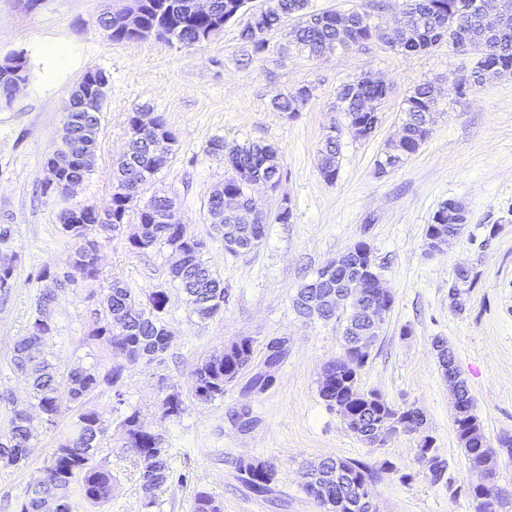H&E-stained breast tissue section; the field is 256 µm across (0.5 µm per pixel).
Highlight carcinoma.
I'll use <instances>...</instances> for the list:
<instances>
[{
    "mask_svg": "<svg viewBox=\"0 0 512 512\" xmlns=\"http://www.w3.org/2000/svg\"><path fill=\"white\" fill-rule=\"evenodd\" d=\"M189 0H149L145 22L160 23L169 27L174 39L187 47H201L224 31V25L239 7L241 0H212V12L198 17L188 11ZM276 8L270 14L253 16L239 33L240 40L250 45L259 54L266 48L265 36L277 29L288 15L300 17L308 13L309 0H274ZM458 0H369L366 8L355 11L356 15L368 14L372 9L390 7L400 20L416 25L421 30L420 43L400 49L402 53H425L435 43L446 42L459 52H467L471 45H481L486 49L485 62L496 64L512 74V21L496 34L486 36L477 19L470 15L457 17L456 28L466 32V38L448 32L442 25V18L455 12ZM375 29L368 24H359L356 40H345L334 25L299 24L290 32V43L301 51L319 57L325 51L361 47L374 40ZM298 89H293L277 97L273 106L280 112L290 115L297 112L295 107ZM379 93V90L350 80L340 85L337 92L336 108L344 116V124H367V114L360 111L357 100L366 95ZM435 106L432 97V84L422 83L403 100L401 111L405 118L402 130L405 132V147L415 152V147L429 135L430 129L424 126V113ZM94 113L81 109L71 115L72 153L79 156L84 150L81 135L83 124ZM129 141L126 151L115 163V191L112 194V223H127L129 212L135 211L139 224L143 226L142 238L130 242L131 247L148 250L154 247L171 249L173 262L170 265L171 281L187 295L192 310L201 319H211L224 312L227 289L224 280L214 274L205 253L197 251L199 241L185 238L179 233V225L164 224L156 220V215L168 206V198L152 196L145 204L128 201L123 190L138 182L147 184L162 171L151 155L159 152L169 156L176 135L167 130L165 136L142 134L129 128ZM209 152L224 156V163L232 170V175L224 180V192L234 194L247 207L255 205V200L247 188L248 182L256 177L275 185L282 178V164L278 150L264 143H253L247 147L229 146L224 139L215 138L209 143ZM339 143L336 136L329 135L322 149L320 174L327 182H332L338 174ZM62 233L74 242V268L70 275L56 278L59 284L95 281L100 274L96 253L86 248L83 241L94 236L93 220L86 224L67 223L66 214L60 217ZM448 234V203H443L435 211L432 224L426 228V236ZM13 243L12 227L0 224V295L7 296L14 286V256L9 254ZM54 300V293L47 291L38 301L27 333L16 339L10 356L14 371L31 381L38 412L54 424L59 412L56 393L60 386L67 388L70 401L75 404L76 420L70 433L59 443L63 454L51 455L41 469L42 481L33 484L26 498L19 505V512H41L42 503L47 498L54 499L60 506L59 512H71V490L79 486L83 498L91 504L103 505L112 500L114 479L112 471L94 464L102 440L109 430L106 412L86 407V400L102 385L117 388L123 379L126 365L140 360L160 361L169 348L166 342L168 328L162 317L167 303L163 290L153 291L140 297L126 288L121 281L114 280L104 295L103 310L109 315L125 310L129 313L123 331L116 332L110 323L97 326L92 337L105 340L112 349V366L104 375L100 374L96 363L78 364L66 374L58 375L52 363L53 353L48 349V341L53 337L54 325L46 317V311ZM275 353L265 357L263 365L252 370L246 388L263 392L270 386L273 375L270 369L279 365L286 357L288 349L279 343L266 345V350ZM253 340L241 337L224 346L222 358L216 362L209 359L197 365L192 373L191 396L199 402L207 403L224 397L226 380L238 375L253 361ZM369 360V355L358 356L352 368L338 374L336 363L328 364L319 381V395L329 406L345 405L354 412V421L348 429L356 436L366 433L383 413H394L396 409L381 395L365 391L360 387V374ZM462 418L455 420L458 440L464 449L466 460L472 469L486 464L481 451L485 433L474 413L472 397L465 381H460ZM116 406L120 413L122 447L128 449L140 466L141 487L146 506L155 504L156 489L173 480L174 471L168 463V449L162 437L151 430L141 419L139 411L126 406L123 393L115 391ZM182 392L173 398L162 400V412L166 417H177L184 411ZM31 433L27 418L21 412H12L4 432H0V463L5 466L22 467L29 459ZM417 452L429 454L428 465L431 480H443L448 462L437 449L421 439ZM237 471L240 479L258 497H266L273 491L276 471L261 461H241ZM303 489L321 501L326 512H346L344 502L356 497L357 488L371 482L373 474L369 466L355 460L329 456L318 468L303 474ZM192 512H221V508L207 494L201 492L193 500Z\"/></svg>",
    "mask_w": 512,
    "mask_h": 512,
    "instance_id": "carcinoma-1",
    "label": "carcinoma"
}]
</instances>
